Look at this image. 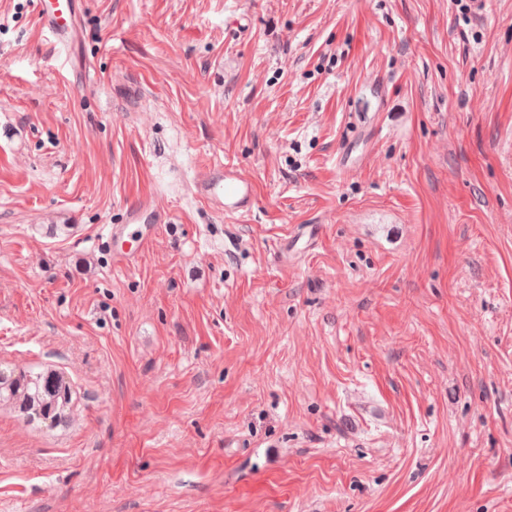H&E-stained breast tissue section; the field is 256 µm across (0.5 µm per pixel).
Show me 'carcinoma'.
I'll return each mask as SVG.
<instances>
[{
	"mask_svg": "<svg viewBox=\"0 0 512 512\" xmlns=\"http://www.w3.org/2000/svg\"><path fill=\"white\" fill-rule=\"evenodd\" d=\"M18 408L28 422H40L49 428L66 423L72 403V385L52 371H18L0 368V404Z\"/></svg>",
	"mask_w": 512,
	"mask_h": 512,
	"instance_id": "carcinoma-1",
	"label": "carcinoma"
}]
</instances>
